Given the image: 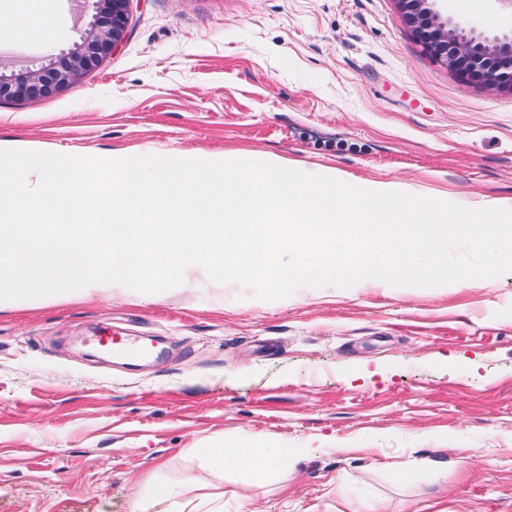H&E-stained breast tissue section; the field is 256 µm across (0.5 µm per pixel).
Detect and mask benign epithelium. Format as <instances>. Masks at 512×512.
Wrapping results in <instances>:
<instances>
[{
	"instance_id": "obj_1",
	"label": "benign epithelium",
	"mask_w": 512,
	"mask_h": 512,
	"mask_svg": "<svg viewBox=\"0 0 512 512\" xmlns=\"http://www.w3.org/2000/svg\"><path fill=\"white\" fill-rule=\"evenodd\" d=\"M90 20L80 42L57 62L0 72V100L26 101L56 94L99 65L121 44L128 23L129 0H85ZM399 12L423 49L465 83L488 90L512 91V35L491 42L450 27L435 9L438 0H395Z\"/></svg>"
}]
</instances>
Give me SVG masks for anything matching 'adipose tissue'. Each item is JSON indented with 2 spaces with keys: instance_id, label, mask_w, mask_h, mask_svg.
Segmentation results:
<instances>
[{
  "instance_id": "adipose-tissue-1",
  "label": "adipose tissue",
  "mask_w": 512,
  "mask_h": 512,
  "mask_svg": "<svg viewBox=\"0 0 512 512\" xmlns=\"http://www.w3.org/2000/svg\"><path fill=\"white\" fill-rule=\"evenodd\" d=\"M206 456L213 468L244 472L255 483L288 470V451L284 448L263 445L240 447L233 443H221L208 448Z\"/></svg>"
}]
</instances>
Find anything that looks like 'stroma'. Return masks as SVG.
<instances>
[{
    "instance_id": "35a3bbf8",
    "label": "stroma",
    "mask_w": 512,
    "mask_h": 512,
    "mask_svg": "<svg viewBox=\"0 0 512 512\" xmlns=\"http://www.w3.org/2000/svg\"><path fill=\"white\" fill-rule=\"evenodd\" d=\"M13 72L59 60L90 13L49 0V35ZM454 24L512 33L500 0H439ZM122 45L70 88L0 102V143L79 157L276 156L468 208L512 201V93L462 83L394 0H130ZM159 340L142 365L93 337ZM280 446L288 476L211 473V443ZM196 480L223 512H512V272L468 288L300 287L264 302L199 274L176 288L0 308V512H133Z\"/></svg>"
}]
</instances>
